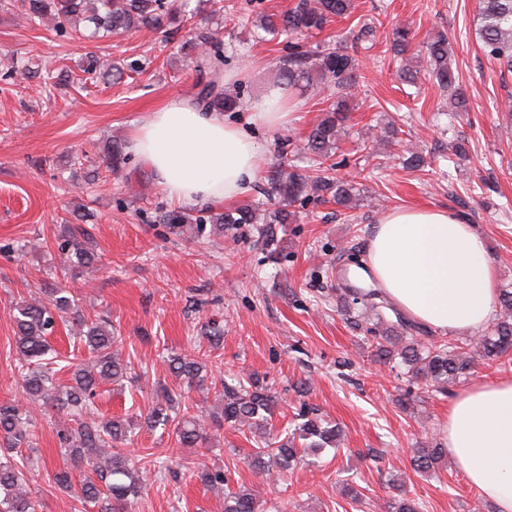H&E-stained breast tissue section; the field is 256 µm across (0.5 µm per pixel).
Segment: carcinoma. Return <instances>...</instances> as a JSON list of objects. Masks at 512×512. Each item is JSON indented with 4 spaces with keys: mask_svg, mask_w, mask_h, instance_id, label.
I'll use <instances>...</instances> for the list:
<instances>
[{
    "mask_svg": "<svg viewBox=\"0 0 512 512\" xmlns=\"http://www.w3.org/2000/svg\"><path fill=\"white\" fill-rule=\"evenodd\" d=\"M196 5H191V2ZM206 0H181L173 8L170 0H20L21 10L32 25L46 18L55 22L59 33H71L79 39H97L127 33L154 31L170 23L178 12L191 18L202 10ZM351 13V0H296L282 13L258 12L253 22L261 40L288 38V57L280 71V81L288 91L307 92L322 85L336 86V101L322 110L306 139L307 150L319 164L321 173L312 175L291 164L278 167L270 179L277 208L259 214L249 205L224 213H211L213 224H287L296 217L294 207L310 200L333 199L336 205L352 210L360 201V189L347 178L331 175L337 164H327L340 148L347 133L350 101L358 84L356 45L370 42L373 29L360 27L354 44L338 40L332 47L308 49L301 39L323 31L331 22L345 19ZM481 20L479 37L484 52L500 67L512 72V0H479ZM409 28L396 25L392 29L391 50L398 64L402 83L417 86L427 77L451 92L453 111L466 108L459 74L451 63L448 38L442 33L426 42L424 61H415L409 54ZM196 51L193 104L206 111L233 112L238 96L224 91V42L219 32H212L199 41L189 42ZM87 79L119 81L129 73L143 71V64L133 60L114 64L98 56L88 57L81 66ZM41 72L54 78V70L29 61L15 60L0 74L5 80L16 76L33 77ZM169 224H199L200 217L192 210L173 211L163 217ZM88 233L81 227L69 226L57 249L61 254L63 274L74 273L98 261V255L86 246ZM359 304L373 319L366 331L374 333V355L383 363H395L404 373L422 380L436 392H444L474 371L478 362L497 361L512 354V290H500L497 311L491 324L475 336L454 341H434L427 345L405 335L401 318L391 320L384 301L374 291L359 297ZM17 370L23 398L0 401V444L13 459L0 460V512H42L40 500L27 489L23 466L14 457L34 451L33 438L37 417L49 411L65 417L70 426L59 434L62 453L75 465L87 469L81 479L79 501L83 512H129V506L143 485L140 469L119 448L131 438L137 420L134 417L100 419L94 405L99 383L118 381L127 374L118 337L112 322L100 315L88 316L64 288H40L30 297L17 302L12 309ZM71 322L74 336L88 354L83 363L68 366V378H59V354L51 348L49 337L59 324ZM169 369L189 391L214 393L217 410L210 420L191 412L194 405L184 394L163 388L147 417L151 427H171L180 448H206L207 426L227 425L248 429L258 435L259 447L249 461L252 472L269 476L286 472L311 455L334 448L341 441V429L323 419L317 410L301 403L295 413L296 424L279 439L270 438L268 419L276 405L275 396L257 380L235 386L225 385L212 390L204 376L202 361L194 356L175 355L169 358ZM448 449L438 443L415 449L411 458L414 472L431 473L439 469ZM197 476L207 486L224 487V512H259L260 502L247 489H233L225 484L224 474L200 467Z\"/></svg>",
    "mask_w": 512,
    "mask_h": 512,
    "instance_id": "cac0c4a2",
    "label": "carcinoma"
}]
</instances>
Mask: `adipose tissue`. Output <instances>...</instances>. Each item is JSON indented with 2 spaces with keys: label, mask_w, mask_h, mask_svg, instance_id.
<instances>
[{
  "label": "adipose tissue",
  "mask_w": 512,
  "mask_h": 512,
  "mask_svg": "<svg viewBox=\"0 0 512 512\" xmlns=\"http://www.w3.org/2000/svg\"><path fill=\"white\" fill-rule=\"evenodd\" d=\"M130 148L159 186L183 202L235 200L263 164L246 129L175 99L133 130ZM367 267L389 300L424 327L473 332L495 315L496 268L474 225L453 211L387 212L369 240ZM440 436L495 512H512V378L458 391Z\"/></svg>",
  "instance_id": "ef3b65f1"
}]
</instances>
